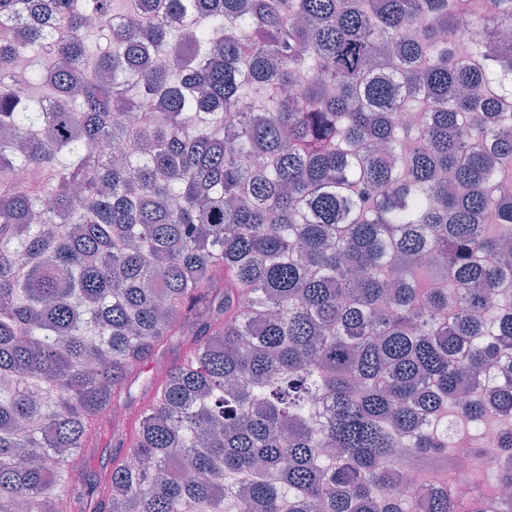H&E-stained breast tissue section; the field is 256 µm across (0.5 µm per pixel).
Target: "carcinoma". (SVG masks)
Listing matches in <instances>:
<instances>
[{"label":"carcinoma","instance_id":"obj_1","mask_svg":"<svg viewBox=\"0 0 512 512\" xmlns=\"http://www.w3.org/2000/svg\"><path fill=\"white\" fill-rule=\"evenodd\" d=\"M139 2L0 0V512H408L492 405L512 486V0Z\"/></svg>","mask_w":512,"mask_h":512}]
</instances>
